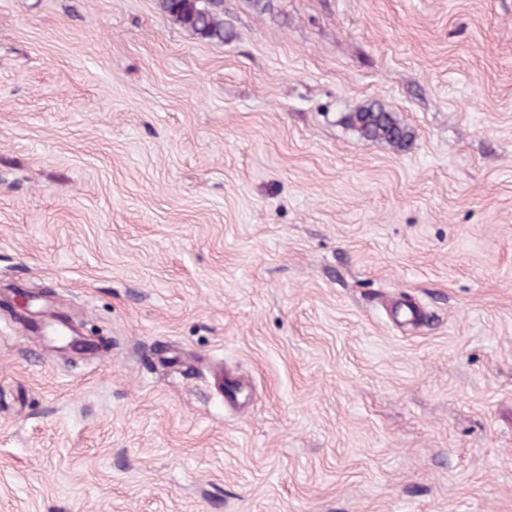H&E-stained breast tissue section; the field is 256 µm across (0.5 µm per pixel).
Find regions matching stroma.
<instances>
[{
  "label": "stroma",
  "instance_id": "1",
  "mask_svg": "<svg viewBox=\"0 0 512 512\" xmlns=\"http://www.w3.org/2000/svg\"><path fill=\"white\" fill-rule=\"evenodd\" d=\"M270 2L0 0V512H512V0ZM173 22L212 42L224 40L223 0H158ZM344 122L365 141H385L396 148H405L412 139V132L396 119L392 112L370 104L349 112Z\"/></svg>",
  "mask_w": 512,
  "mask_h": 512
}]
</instances>
